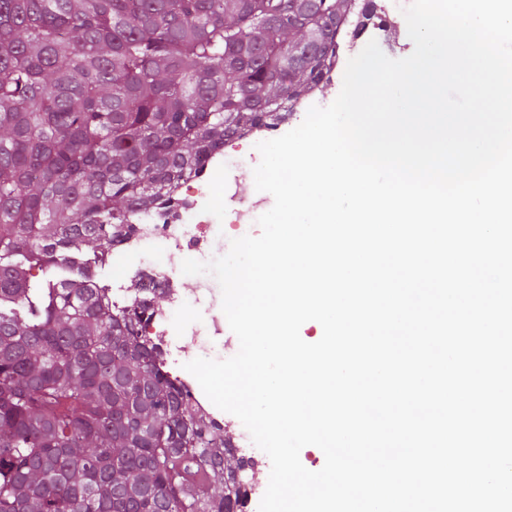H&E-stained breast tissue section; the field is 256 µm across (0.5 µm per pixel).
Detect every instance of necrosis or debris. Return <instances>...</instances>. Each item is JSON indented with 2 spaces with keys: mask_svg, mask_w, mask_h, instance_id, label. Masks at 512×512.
I'll return each mask as SVG.
<instances>
[{
  "mask_svg": "<svg viewBox=\"0 0 512 512\" xmlns=\"http://www.w3.org/2000/svg\"><path fill=\"white\" fill-rule=\"evenodd\" d=\"M223 219L215 213L205 190L183 197L181 206L173 210L160 209L142 216L137 224L115 240L95 275L109 286L114 305L130 304V297L114 288L110 269L133 265L134 275L143 289L141 300L153 293L166 296L163 307H151L144 317V334L161 350L162 366L171 379L189 390L192 406L211 413L210 401L191 392V383L181 359V342L190 340L198 357L223 359L231 350V340L224 337V319L215 310L212 288L201 284L194 295L180 287L184 260L207 261L220 248L217 235Z\"/></svg>",
  "mask_w": 512,
  "mask_h": 512,
  "instance_id": "necrosis-or-debris-1",
  "label": "necrosis or debris"
}]
</instances>
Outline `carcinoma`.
I'll list each match as a JSON object with an SVG mask.
<instances>
[{
    "label": "carcinoma",
    "instance_id": "carcinoma-1",
    "mask_svg": "<svg viewBox=\"0 0 512 512\" xmlns=\"http://www.w3.org/2000/svg\"><path fill=\"white\" fill-rule=\"evenodd\" d=\"M356 6L0 0V512H243L253 463L94 271L114 227L323 85Z\"/></svg>",
    "mask_w": 512,
    "mask_h": 512
}]
</instances>
